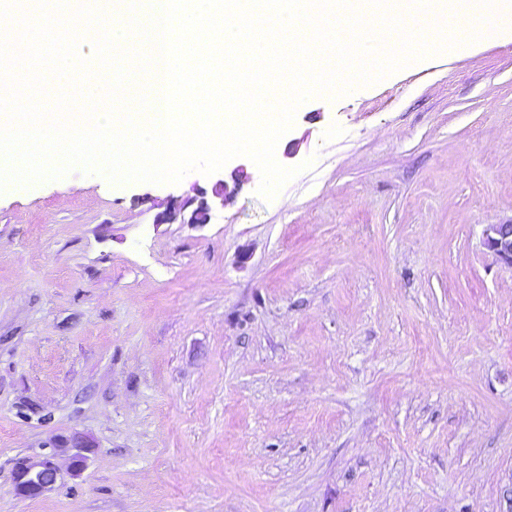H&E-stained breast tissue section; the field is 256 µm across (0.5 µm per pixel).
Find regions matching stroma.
<instances>
[{"label": "stroma", "instance_id": "stroma-1", "mask_svg": "<svg viewBox=\"0 0 512 512\" xmlns=\"http://www.w3.org/2000/svg\"><path fill=\"white\" fill-rule=\"evenodd\" d=\"M275 157L206 224L156 221L197 171L0 192V512H512V29L308 100ZM485 236L486 247L505 265L512 267V223L491 224ZM57 469L50 458L32 462L26 457L19 458L14 467L15 490L24 497L39 496L57 480Z\"/></svg>", "mask_w": 512, "mask_h": 512}]
</instances>
